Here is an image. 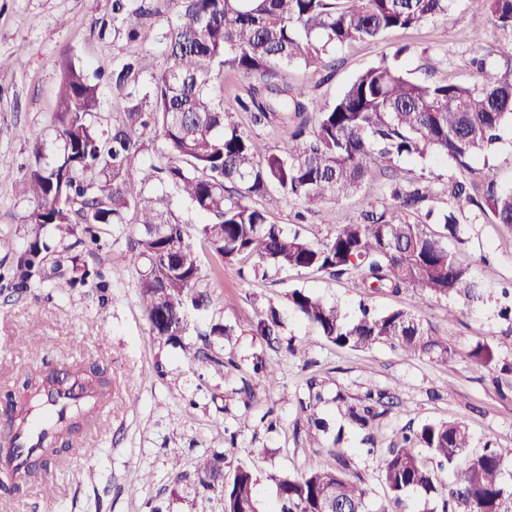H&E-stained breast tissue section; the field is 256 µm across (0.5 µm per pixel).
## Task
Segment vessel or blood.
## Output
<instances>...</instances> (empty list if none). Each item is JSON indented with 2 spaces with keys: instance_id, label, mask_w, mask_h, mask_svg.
Returning a JSON list of instances; mask_svg holds the SVG:
<instances>
[{
  "instance_id": "obj_1",
  "label": "vessel or blood",
  "mask_w": 512,
  "mask_h": 512,
  "mask_svg": "<svg viewBox=\"0 0 512 512\" xmlns=\"http://www.w3.org/2000/svg\"><path fill=\"white\" fill-rule=\"evenodd\" d=\"M85 397L84 391L70 390L49 395L43 410L44 420L36 424L0 421V438L6 447L0 451V485L16 481L24 471L27 459L34 455L46 442L62 438L72 408Z\"/></svg>"
}]
</instances>
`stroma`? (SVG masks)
<instances>
[{"label": "stroma", "mask_w": 512, "mask_h": 512, "mask_svg": "<svg viewBox=\"0 0 512 512\" xmlns=\"http://www.w3.org/2000/svg\"><path fill=\"white\" fill-rule=\"evenodd\" d=\"M111 16L112 0H0V59L24 62L19 69L0 68V404L8 398L23 402L22 374L37 378L87 362L105 369L112 392L98 433L82 442L89 455H77L53 473V499H45L37 482L11 492L0 488V512H223L220 492L191 478L177 485L171 479L174 462L191 475L199 456L216 452L226 453V469L247 464L264 512H277L278 479L299 476L314 463L335 465L340 447L350 474L363 480L377 508L387 502L379 459L405 429L460 421L475 446L490 441L512 448V372L479 370L464 359L448 364L409 357L388 345L340 347L288 301L293 289L303 288L337 304L350 319L363 303L377 311L419 305L437 332L460 349L487 343L500 362L512 365V324L499 315L512 301L504 295L512 290V229L501 224L465 225L459 239L448 242L485 288L484 303L475 307L459 300L423 303L410 289L366 295L352 273L271 269L266 277L244 278L239 270L249 260L220 267L202 251V286L212 302L189 313L178 344L151 334L139 301V275L127 265L119 232L101 234L95 244L44 233V278L23 288L4 280L34 237L25 222L32 204L20 181L34 160L32 138L54 137L51 117L63 56L73 55L91 74L110 73L134 55L147 57L150 67L139 76L144 85L167 65L158 36L175 22L173 6H162L136 43L102 28ZM484 19V0H450L447 17L336 48L329 79L297 67L285 70L284 79L312 87L315 97L332 98L362 70L392 60L399 46L408 45L413 52L402 64L415 77L471 83L477 79L469 65L476 47L471 30ZM21 129L28 138L18 137ZM362 209L356 197L331 201L296 227L295 206L285 202L268 218L316 241L333 235L338 225L358 222ZM57 263L89 269L91 276L69 285L54 277ZM116 268L124 269L122 278H113ZM271 309L279 315L281 336L304 341L305 355L286 354L256 334L260 315ZM218 323L228 330L213 339L214 352L225 360L220 374L189 353L202 346V332ZM21 336L27 343L20 348L15 340ZM264 362L275 364L276 382L260 371ZM370 390L386 395L384 413L365 431L347 425L346 404ZM310 410L328 425L314 443L308 440ZM217 420L223 430L214 429Z\"/></svg>", "instance_id": "35a3bbf8"}]
</instances>
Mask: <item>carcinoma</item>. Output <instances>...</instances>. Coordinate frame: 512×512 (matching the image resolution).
I'll use <instances>...</instances> for the list:
<instances>
[{
	"instance_id": "obj_1",
	"label": "carcinoma",
	"mask_w": 512,
	"mask_h": 512,
	"mask_svg": "<svg viewBox=\"0 0 512 512\" xmlns=\"http://www.w3.org/2000/svg\"><path fill=\"white\" fill-rule=\"evenodd\" d=\"M156 0H113L112 28L129 40L159 10ZM177 21L161 34L171 65L138 82L145 59L130 57L113 67L112 125L97 128L98 84L66 57L58 86L54 139L33 142L34 164L22 179L33 204L25 223L61 237L82 234L98 241L101 225L128 236V265L140 272L139 299L152 333L178 343L190 310L208 306L200 288V253L188 225L169 207L173 190L206 221L196 229L219 263L246 255L251 273L270 267L314 268L332 275L354 271L360 288L398 293L411 288L421 298L484 301V289L468 266L448 249L460 224L512 227V187L498 185L479 167L512 122V0H485L488 18L504 39L497 45L500 66L486 73L487 61L473 65L482 80L473 84L420 80L396 61L360 72L336 97L313 103L304 85L282 81L291 66L329 71L332 50L380 37L397 28L448 15V0H175ZM226 72L253 79L248 99L234 97L250 114L251 128L213 96V82ZM278 137L266 154L256 153L251 129ZM156 160L135 166L148 151ZM443 157L454 174H425L390 184V202L371 208L363 222L343 224L336 234L312 241L286 232L267 218L266 205L294 200L304 213L330 199L360 194L372 204L379 189L376 163L423 162ZM447 197L445 211L434 203ZM133 214L134 221L127 220ZM437 217L441 230L429 227ZM39 241L16 263L13 277L24 286L40 267ZM292 309L328 341L352 349L380 344L400 347L410 356H436L445 362L465 357L490 370L498 364L488 344L458 350L448 337L413 311L376 312L367 308L347 319L304 289L289 294ZM279 316L271 309L256 326L259 335H277ZM382 397L367 393L346 415L364 428L376 416ZM93 411L73 413L70 432L79 433ZM473 439L459 421L425 423L402 435L387 450L380 477L399 504L410 492L442 499V512H512V485L505 483L512 448L490 445L472 450ZM459 470L446 485L429 461ZM334 468L315 464L298 477L278 482V512H330L346 508L369 512V489L348 473L342 449ZM195 482L221 485L223 512H261L252 470L239 465L224 473V456L198 459Z\"/></svg>"
}]
</instances>
